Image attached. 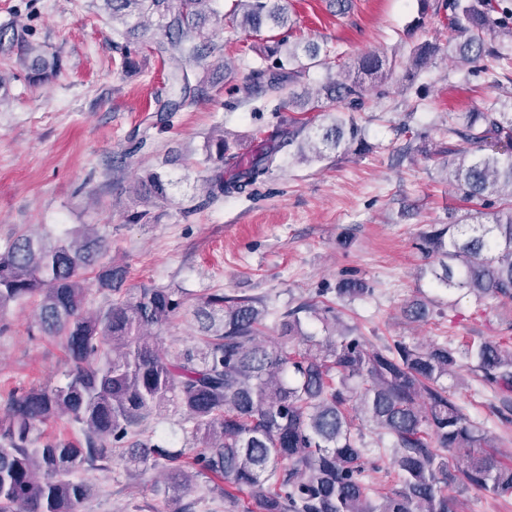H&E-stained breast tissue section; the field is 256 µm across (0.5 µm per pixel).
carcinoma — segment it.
Instances as JSON below:
<instances>
[{
	"mask_svg": "<svg viewBox=\"0 0 512 512\" xmlns=\"http://www.w3.org/2000/svg\"><path fill=\"white\" fill-rule=\"evenodd\" d=\"M112 26L128 40L151 27L164 31L150 50L167 68L170 95L165 116L193 106L202 94L201 66L214 51L209 18L224 26L212 0H99ZM448 50L465 63L492 55V41L512 39V0H445ZM233 27L252 35L294 26L282 0H234ZM255 71L263 97L288 108V130L259 141L244 159L219 131L206 144L213 162L204 180L209 201L250 194L281 154L307 160L327 150L348 151L362 143L361 128L336 112L341 103L361 111L367 93L387 76L384 60L368 55L343 66L309 96L297 87L313 67L325 64L310 42L271 38ZM439 45L424 44L409 58L427 66ZM36 79L48 77L57 60L42 45L29 48ZM323 113L313 126L305 112ZM448 133L466 146L448 160V180L466 202H479L482 220L451 219L423 236L434 257L430 273L448 293L512 300V112H465L450 116ZM172 183L153 172L135 195L150 209L167 202ZM107 237L97 230L57 239L27 232L0 249V312L12 303L37 300L34 328L59 336L71 370L63 386L11 395L0 420V512H75L92 485L73 478L79 470L112 468L118 454L129 466L161 469L154 486L167 512H197L199 501L183 499L196 479L229 503L246 490L243 512H455L448 490L475 488L512 496V465L486 450L484 432L455 403L442 379L476 362L482 380L512 392V346L507 341L471 344L459 353L445 344L410 345L402 340L374 345L344 324L343 312L315 296L278 317L279 341L264 337L269 309L259 298L213 292L194 310L199 341L174 354L156 333L179 313L183 290L144 285L121 294L112 284L123 273L100 262ZM94 273L101 306L88 308L86 274ZM336 299L372 293L359 278H342ZM320 322L328 335L303 333V322ZM181 408L190 427L186 444L173 450L144 435L143 423L169 405ZM67 417L79 426L73 440L38 441L48 421ZM375 435L365 441V431ZM390 460L398 484H375L371 471Z\"/></svg>",
	"mask_w": 512,
	"mask_h": 512,
	"instance_id": "cac0c4a2",
	"label": "carcinoma"
}]
</instances>
